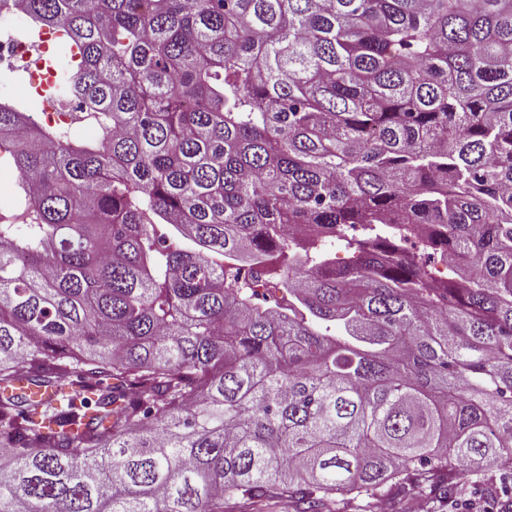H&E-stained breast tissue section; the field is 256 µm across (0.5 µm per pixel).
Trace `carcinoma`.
Returning a JSON list of instances; mask_svg holds the SVG:
<instances>
[{
    "mask_svg": "<svg viewBox=\"0 0 512 512\" xmlns=\"http://www.w3.org/2000/svg\"><path fill=\"white\" fill-rule=\"evenodd\" d=\"M13 2L79 98L50 129L0 104L32 178L0 214V512L499 497L512 0Z\"/></svg>",
    "mask_w": 512,
    "mask_h": 512,
    "instance_id": "carcinoma-1",
    "label": "carcinoma"
}]
</instances>
